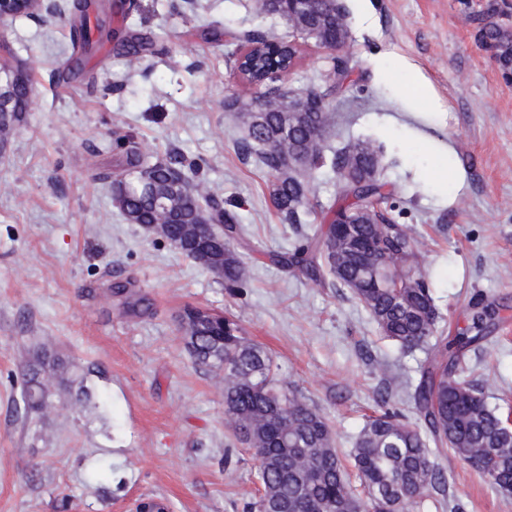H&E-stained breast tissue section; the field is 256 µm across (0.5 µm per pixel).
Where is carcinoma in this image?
Instances as JSON below:
<instances>
[{"instance_id": "carcinoma-1", "label": "carcinoma", "mask_w": 512, "mask_h": 512, "mask_svg": "<svg viewBox=\"0 0 512 512\" xmlns=\"http://www.w3.org/2000/svg\"><path fill=\"white\" fill-rule=\"evenodd\" d=\"M79 21L70 27L74 54H84L93 35L111 37L100 24L90 25L87 2L77 0ZM478 40L497 49L504 67H512V37L493 22L479 26ZM298 53L280 41L255 52L244 70L246 85L258 86L267 73ZM261 123L244 135L239 150L253 155L269 179V198L290 224L302 223L308 213L310 180L279 179L274 170L282 163L280 147L288 140H307L315 129H325L329 112H314L307 119L294 118L276 109L260 112ZM331 164L339 193L322 208L327 224L305 238L295 249L278 258L285 268L307 276L319 285L350 288L369 310L381 337L405 350L420 349L425 359L410 397L418 422L408 424L389 412L370 417L361 429L353 451L354 467L365 489L357 496L347 487L346 473L334 448L327 419L296 392L281 384L272 357L240 334L238 324L217 312L200 323L196 337L184 340L191 357L205 367L224 370V414L228 427L242 445L252 442L258 451V480L263 488L251 504L254 512H411L443 483L433 460V449H449L464 461L477 460L479 473L498 490L512 491V440L503 435L502 416L487 404L481 393L461 377L460 359L448 353L453 346L468 347L483 339L486 309L476 312L472 325L453 339L438 335L439 312L417 241L411 229L393 216L384 183L376 179L357 186L338 168L336 158L326 160L324 150L308 153L313 171ZM144 166L141 156L126 153L125 163L113 176L129 177ZM156 176L166 181L174 173L184 175L183 205L179 223L191 224L197 202L210 208L224 233L206 241L210 249L233 250V241L243 233L234 213L216 198L204 197L184 170L196 171L195 163L181 156L154 164ZM377 201L391 215L389 224H338L332 215L351 218L361 205ZM133 224H153L156 212L139 192L119 207ZM246 269L239 257L224 263V284L242 288ZM24 403L27 409L44 408L46 390L40 369L29 368Z\"/></svg>"}]
</instances>
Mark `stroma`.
<instances>
[{
	"instance_id": "obj_1",
	"label": "stroma",
	"mask_w": 512,
	"mask_h": 512,
	"mask_svg": "<svg viewBox=\"0 0 512 512\" xmlns=\"http://www.w3.org/2000/svg\"><path fill=\"white\" fill-rule=\"evenodd\" d=\"M50 2L0 28V55L27 64L32 88L0 158V512H135L155 496L170 512H247L257 468L225 425L223 376L184 346L176 315L188 304L224 312L265 348L280 378L328 419L352 468L367 416L384 405L414 419L406 382L424 355L381 339L349 289L270 259L314 233L337 191L332 170L320 169L311 214L282 221L266 175L238 149V114L224 106L245 92L232 58L243 36L291 39L287 21L255 0H135L129 25L151 52L132 63L106 42L64 80L70 0ZM341 3L348 76L336 78L329 51L307 46L286 84L325 96L327 145H383L382 179L419 241L443 326H468L472 303L496 305L492 338L462 366L490 406L512 415V80L476 38L484 16L512 33V0ZM410 69L436 94L418 116L400 93ZM419 134L432 150L412 149ZM445 145L455 182L441 193L430 170ZM130 151L199 165L243 227L234 243L249 274L242 294L125 220L107 175ZM118 283L149 298L151 313L124 312ZM45 350L67 368L41 365L47 406L34 413L25 373ZM92 363L101 376L86 375ZM439 465L445 490L419 512H512V494L464 461Z\"/></svg>"
}]
</instances>
